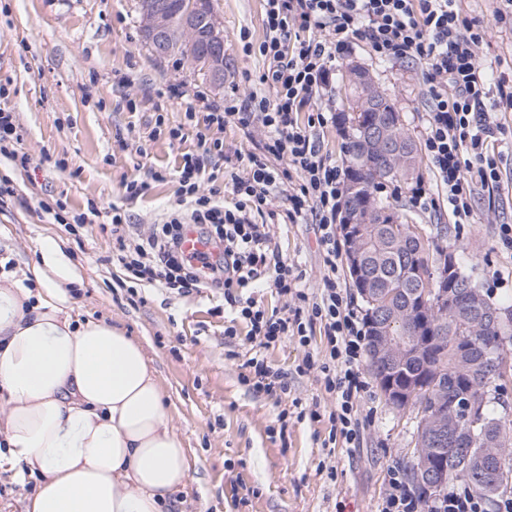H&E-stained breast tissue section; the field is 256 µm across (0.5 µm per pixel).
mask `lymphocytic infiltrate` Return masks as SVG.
<instances>
[{
	"label": "lymphocytic infiltrate",
	"instance_id": "f902f5d3",
	"mask_svg": "<svg viewBox=\"0 0 512 512\" xmlns=\"http://www.w3.org/2000/svg\"><path fill=\"white\" fill-rule=\"evenodd\" d=\"M264 2L265 39L256 47L243 44L244 52L258 50L265 60L258 89L238 103L210 106L198 151L184 154L176 170L177 204L159 222L133 235L125 213L112 208L115 261L126 281L138 285L183 296L205 288L222 290L225 306L236 322L246 324L255 346L240 380L258 393L278 397L288 391L262 349L288 338L308 345L313 329L322 328L325 354L307 356L305 364L319 366L325 391L336 397L331 432L354 448L361 438L366 386L359 368L365 322L338 277L336 222L343 213L346 171L315 140L316 131L336 123L335 111L322 96L337 66L359 42L376 60L420 64L428 101L422 148L456 223L466 224L477 191L492 197L500 191L496 118L512 111V85H490L493 64L479 56L490 27L464 16L459 0ZM229 125L259 130L264 144L261 152L237 154L236 172L218 187L207 166L223 157L224 142L208 131ZM224 191L230 192L231 204L221 200ZM280 195L288 203L289 223L314 225L325 254L327 272L312 298L302 289L294 264L271 246L264 219ZM193 226L219 251L202 268L180 248ZM265 285L287 299L286 313H267L249 297V289Z\"/></svg>",
	"mask_w": 512,
	"mask_h": 512
}]
</instances>
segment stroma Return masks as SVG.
Instances as JSON below:
<instances>
[{
  "mask_svg": "<svg viewBox=\"0 0 512 512\" xmlns=\"http://www.w3.org/2000/svg\"><path fill=\"white\" fill-rule=\"evenodd\" d=\"M213 4L224 35L220 84L197 75L182 57L152 54L140 32L137 0H0V84L9 89L0 108L14 113L19 148L30 156L24 170L0 156V181L13 189L0 200V255L24 269L38 261L39 240H59L82 276L81 286L69 291L73 316L116 326L143 345L189 457L183 512H378L391 470L406 469L415 458L414 409L395 410L368 380L362 446L350 448L340 439L327 453L322 443L337 403L318 368L303 367L308 351L324 348L323 335L313 333L307 347L291 338L264 349L288 393L276 399L254 392L239 380L251 349L247 328L237 324L236 335L225 336L231 314L222 290L184 297L120 286L111 234L89 224L72 235L41 207L57 199L73 214L93 203L104 212L115 206L142 229L175 204V177L157 181L151 173L172 172L183 154L196 151L197 129L187 113L244 97L264 68L259 53L242 50L244 42L257 45L265 37L263 0ZM502 7L501 0H461L464 15L491 28L481 58L495 60L496 75L512 81V31L492 25ZM349 60L369 70L405 132L421 141L427 115L419 69L377 61L360 45ZM160 88L165 96H157ZM160 114L166 127L182 128L183 139H149ZM497 121L503 186L495 214L479 195L470 223L455 224L445 201L416 207L413 183H389L383 193L399 197L409 223L448 227L464 250L465 270L492 302L512 306V249L497 238L499 225L512 224V112ZM118 135L126 149L115 143ZM133 179L147 188L131 201L125 184ZM275 206L272 245L302 271L304 287L316 290L326 267L314 227L284 222L287 201ZM302 407L318 409L320 420L299 417ZM330 465L336 468L332 479Z\"/></svg>",
  "mask_w": 512,
  "mask_h": 512,
  "instance_id": "stroma-1",
  "label": "stroma"
}]
</instances>
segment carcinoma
Instances as JSON below:
<instances>
[{"mask_svg":"<svg viewBox=\"0 0 512 512\" xmlns=\"http://www.w3.org/2000/svg\"><path fill=\"white\" fill-rule=\"evenodd\" d=\"M186 0H138V13L144 15L160 5L175 24L180 22L181 7ZM210 31L202 27L173 46L170 54L182 57L203 43ZM393 124L395 134L411 148L401 160L379 154L362 140L366 129ZM341 151L347 170L344 208L347 213H360V227L365 232V263L361 279L378 285L380 292L363 295V288L354 284L366 305V321L373 322L379 310L393 307L402 314L394 327L398 331L411 325L430 333L424 354L419 358L396 361L383 370L372 353H367L368 366L382 394L392 388L414 386L412 405L418 410L417 435L426 433L436 422L437 412L448 408V433L456 437V445L424 448L422 452L436 465L448 466V483H459L482 497L488 512H496L497 496L512 483V419L509 414L492 412L500 389L506 357L505 343L512 344V307L493 303L486 292L464 272L463 261L454 257L456 269L448 283L440 281L438 270L445 249L456 244L439 245L425 228L403 222L398 201L377 195L386 182H402L418 163L415 142L404 131L400 115L388 97L376 108L343 114ZM417 269L432 276L428 283L425 308L412 297L418 285L412 280ZM448 288L459 296L454 304L442 300L439 289ZM496 312L492 320L482 319L479 309ZM495 442L494 450L506 459L504 475L497 477L486 466L488 448L485 439Z\"/></svg>","mask_w":512,"mask_h":512,"instance_id":"cac0c4a2","label":"carcinoma"}]
</instances>
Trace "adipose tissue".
Masks as SVG:
<instances>
[{
    "instance_id": "1",
    "label": "adipose tissue",
    "mask_w": 512,
    "mask_h": 512,
    "mask_svg": "<svg viewBox=\"0 0 512 512\" xmlns=\"http://www.w3.org/2000/svg\"><path fill=\"white\" fill-rule=\"evenodd\" d=\"M0 273V469L39 474L24 512H162L189 479L184 442L143 348L73 319L82 276L52 238Z\"/></svg>"
}]
</instances>
